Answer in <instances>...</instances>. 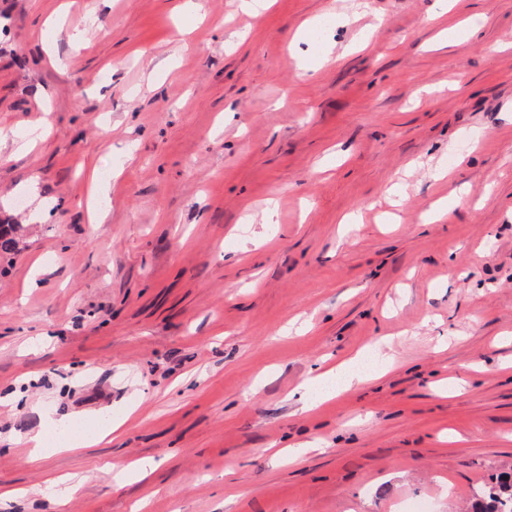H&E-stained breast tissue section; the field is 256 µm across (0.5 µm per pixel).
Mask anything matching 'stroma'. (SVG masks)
<instances>
[{
    "mask_svg": "<svg viewBox=\"0 0 512 512\" xmlns=\"http://www.w3.org/2000/svg\"><path fill=\"white\" fill-rule=\"evenodd\" d=\"M184 2L0 0V512H469L512 473V0L447 46L370 0L360 52L351 0ZM50 419L122 428L24 463Z\"/></svg>",
    "mask_w": 512,
    "mask_h": 512,
    "instance_id": "35a3bbf8",
    "label": "stroma"
}]
</instances>
